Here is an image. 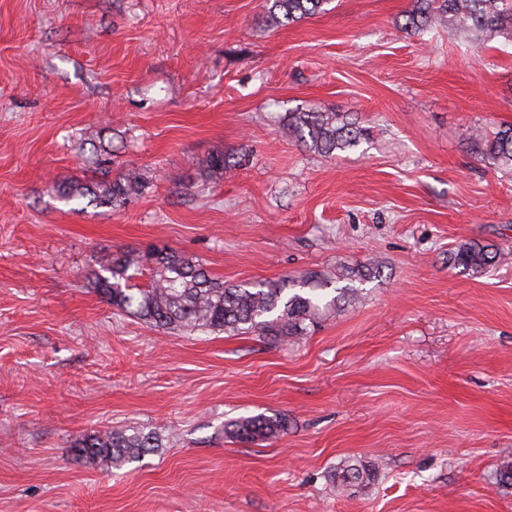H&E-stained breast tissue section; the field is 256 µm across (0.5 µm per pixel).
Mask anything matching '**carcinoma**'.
<instances>
[{"label": "carcinoma", "instance_id": "1", "mask_svg": "<svg viewBox=\"0 0 512 512\" xmlns=\"http://www.w3.org/2000/svg\"><path fill=\"white\" fill-rule=\"evenodd\" d=\"M328 0H269L267 26L277 28L319 13ZM402 28L420 35L448 26L460 34H476L489 41L512 29V0H417L404 14ZM288 131L308 151L329 157L336 151L357 147L369 138V130L345 112L312 108L290 112ZM473 141L482 157L502 170H512V125L489 133L478 129ZM234 167L224 153L213 155L206 177L220 176ZM147 188L143 174L135 167L125 169L112 180L61 183L55 186L66 200L88 198L97 207L119 208L140 196ZM496 258L490 245L465 242L449 255L456 268L481 274ZM152 262L150 282L135 288L131 280L143 263ZM379 262L343 266L320 276L310 272L299 281L250 285L226 284L210 277L200 261L173 249L155 248L145 254L122 252L113 255L95 273L94 285L112 306L131 313L162 329H190L207 333H256L275 340H297L318 329L332 314L362 297L359 285L376 276ZM287 429L284 418L259 414L224 425V434L238 442L270 439ZM158 447V437L140 429L100 431L74 440L72 448L82 457L119 466L138 459ZM373 469L362 463L349 464L334 476L344 488L374 479Z\"/></svg>", "mask_w": 512, "mask_h": 512}]
</instances>
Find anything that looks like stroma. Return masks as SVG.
<instances>
[{"label":"stroma","mask_w":512,"mask_h":512,"mask_svg":"<svg viewBox=\"0 0 512 512\" xmlns=\"http://www.w3.org/2000/svg\"><path fill=\"white\" fill-rule=\"evenodd\" d=\"M415 2L272 29L266 0H0V512H512V172L472 142L512 124V33L414 36ZM313 107L371 138L307 151L284 117ZM106 154L144 195H55ZM463 242L494 265L450 267ZM152 245L229 284L381 273L294 344L161 329L92 283ZM257 414L288 427L225 438ZM131 427L159 439L139 461L72 448ZM352 460L376 477L338 491ZM287 429L284 418L259 414L231 421L224 425V434L228 438L243 443L270 439Z\"/></svg>","instance_id":"obj_1"}]
</instances>
